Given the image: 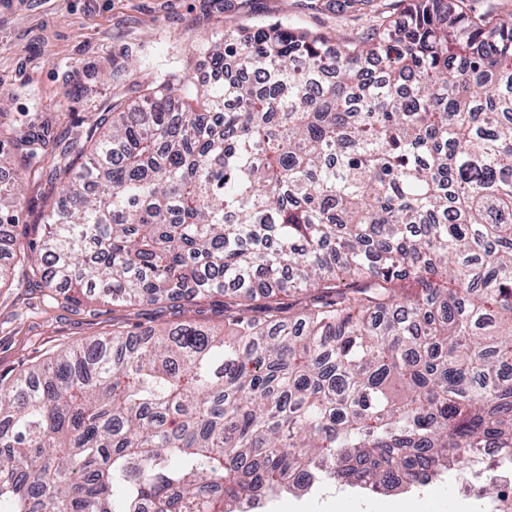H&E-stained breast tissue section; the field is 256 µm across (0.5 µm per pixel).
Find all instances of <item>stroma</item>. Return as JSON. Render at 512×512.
I'll return each instance as SVG.
<instances>
[{
  "mask_svg": "<svg viewBox=\"0 0 512 512\" xmlns=\"http://www.w3.org/2000/svg\"><path fill=\"white\" fill-rule=\"evenodd\" d=\"M407 0H0V125H46L70 137L135 99L161 69L208 74L199 45L227 27L281 23L332 40L399 16ZM224 326L220 295L167 304L73 303L14 267L0 288V375L23 372L59 350L115 330L178 323ZM275 512H480L447 475L424 492L366 498L336 487L280 494Z\"/></svg>",
  "mask_w": 512,
  "mask_h": 512,
  "instance_id": "1",
  "label": "stroma"
}]
</instances>
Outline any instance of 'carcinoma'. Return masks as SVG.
<instances>
[{"label":"carcinoma","mask_w":512,"mask_h":512,"mask_svg":"<svg viewBox=\"0 0 512 512\" xmlns=\"http://www.w3.org/2000/svg\"><path fill=\"white\" fill-rule=\"evenodd\" d=\"M202 49L258 80L172 68L65 144L4 127L0 227L23 181L60 186L29 246L46 287L236 292L218 333L114 331L0 376V512H236L512 460V15L412 0L336 47L274 23ZM21 251L0 236V285Z\"/></svg>","instance_id":"cac0c4a2"}]
</instances>
